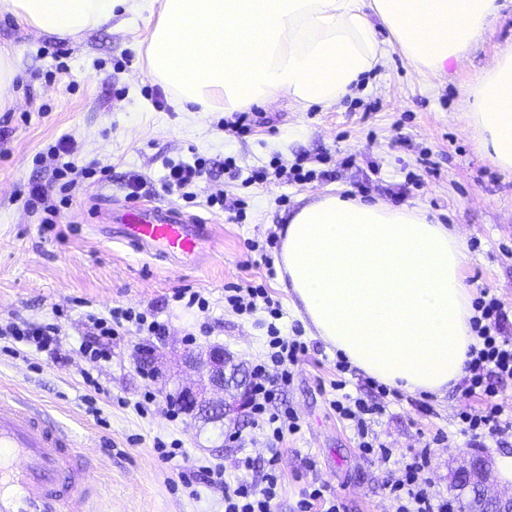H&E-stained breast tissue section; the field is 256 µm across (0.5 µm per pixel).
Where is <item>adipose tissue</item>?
Returning <instances> with one entry per match:
<instances>
[{
    "mask_svg": "<svg viewBox=\"0 0 512 512\" xmlns=\"http://www.w3.org/2000/svg\"><path fill=\"white\" fill-rule=\"evenodd\" d=\"M144 0H0L38 32L76 37ZM498 0H160L146 34L148 78L183 111L233 114L288 97L332 108L384 59L386 27L417 71L461 60ZM466 121L490 162L512 171V45L471 84ZM288 286L320 338L373 379L440 394L476 343L461 236L420 207L325 194L282 237Z\"/></svg>",
    "mask_w": 512,
    "mask_h": 512,
    "instance_id": "obj_1",
    "label": "adipose tissue"
}]
</instances>
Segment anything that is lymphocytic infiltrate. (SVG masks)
I'll list each match as a JSON object with an SVG mask.
<instances>
[{
    "instance_id": "1",
    "label": "lymphocytic infiltrate",
    "mask_w": 512,
    "mask_h": 512,
    "mask_svg": "<svg viewBox=\"0 0 512 512\" xmlns=\"http://www.w3.org/2000/svg\"><path fill=\"white\" fill-rule=\"evenodd\" d=\"M53 167L48 182L32 181L20 193L26 209L38 214L41 224L56 230L62 210L77 205L86 195L95 175L91 166L78 165L74 156V143L70 138H60L47 149ZM206 162L196 158L190 161L170 162L160 180L164 192L175 194L186 202H194V187L206 173ZM476 316L472 319L479 342L471 346L464 365L465 377L461 384L463 397L474 394L487 396V403L479 409L463 408L457 415L458 431L469 441L482 443L499 440L512 430V418L505 417L501 407L492 403L496 385L512 380V334L507 325L512 313L503 302L492 297L477 302ZM98 336L115 335L122 322H136L152 336L163 335L166 327L158 320L147 319L132 309H113L110 316L91 313L87 316ZM267 344L264 353L253 365L250 373L251 412L268 451L266 472L260 482L228 481L222 467H207L210 484L224 490V512H271L272 502L280 487L278 446L286 436L300 429V418L291 410H280L277 400L282 388L292 379V365L298 364L307 354L306 345L282 336L275 324L267 326ZM340 396L332 406L340 420L353 427L359 452L368 459L391 461L394 451L387 448L373 431L371 424L386 410L384 402L389 391L379 387L377 397L365 399L345 393L344 382H336ZM433 440H426L422 447L410 450L408 459L398 469L397 476L388 478L385 490L394 512H459L456 500L433 491L428 473L432 465Z\"/></svg>"
}]
</instances>
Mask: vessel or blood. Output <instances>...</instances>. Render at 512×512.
<instances>
[{
  "label": "vessel or blood",
  "instance_id": "obj_1",
  "mask_svg": "<svg viewBox=\"0 0 512 512\" xmlns=\"http://www.w3.org/2000/svg\"><path fill=\"white\" fill-rule=\"evenodd\" d=\"M105 218L136 253L184 268L203 260L206 221L152 202L117 206ZM89 468L68 430L32 403L0 395V512H93Z\"/></svg>",
  "mask_w": 512,
  "mask_h": 512
}]
</instances>
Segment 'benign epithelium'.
I'll return each mask as SVG.
<instances>
[{"label":"benign epithelium","mask_w":512,"mask_h":512,"mask_svg":"<svg viewBox=\"0 0 512 512\" xmlns=\"http://www.w3.org/2000/svg\"><path fill=\"white\" fill-rule=\"evenodd\" d=\"M185 367L196 379L181 388V402L195 416L217 414L221 421L240 422L249 404L245 378L230 379L231 361L221 347H204L185 356ZM492 459L470 460L457 468L468 477L469 486L481 491L472 496L471 512H512V495L502 494L488 484Z\"/></svg>","instance_id":"obj_1"}]
</instances>
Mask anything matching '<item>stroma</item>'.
Masks as SVG:
<instances>
[{
	"label": "stroma",
	"instance_id": "35a3bbf8",
	"mask_svg": "<svg viewBox=\"0 0 512 512\" xmlns=\"http://www.w3.org/2000/svg\"><path fill=\"white\" fill-rule=\"evenodd\" d=\"M499 2L498 20L445 74L420 73L393 49L330 111L301 112L284 99L255 108L260 126L246 139L221 130L222 112L181 111L164 85L145 77L149 12L118 13L111 24L76 39L39 33L0 12V49L15 50L17 59L8 90L14 104L0 112V129L9 135L0 152V321L63 325L59 355L0 347V394L36 402L71 432L92 460L99 512H224L221 488L200 480L198 466L222 464L230 480L261 478L267 449L251 421L240 422L243 439L232 442L222 425L202 424L184 412L173 419L168 411L190 376L185 351L221 345L246 370L261 357L268 312L240 316L224 301L225 286L246 279L265 285L279 302L282 335L309 347L308 360L294 367L280 393L281 407L299 415L301 429L280 448L282 486L272 512H297L303 489L314 481L340 495L347 512H392L384 490L387 467L360 455L353 431L330 407L338 355L298 318L280 247L266 240L281 236L294 211L323 193L421 207L461 234L462 277L472 296L486 291L512 306V172L478 150L463 117L472 81L512 42V0ZM60 63L66 74L56 73ZM64 136L76 140L79 164L105 169L108 179L65 213L70 228L59 238L42 230L18 194L29 179L50 176L49 162L38 156ZM194 154L209 162L195 202L160 190L152 199L212 225L203 264L173 268L101 233L99 207L124 201L129 172L156 183L171 160ZM275 156L304 158L319 176L303 184L244 185L250 170ZM220 192L247 200L244 223H229L207 207L208 197ZM252 241L266 245L268 261L249 250ZM181 288L201 292L208 309L173 301ZM119 306L154 313L165 335L128 328L113 337L110 361L90 362L80 351L92 334L87 313L105 315ZM147 346L159 353L150 381L140 373ZM87 372L96 385L84 382ZM148 390L157 403L143 415L136 404ZM420 402L430 412L417 411ZM478 404L454 387L441 396L407 391L390 401L373 430L400 454L442 434L430 471L437 492L456 497L451 475L460 459L475 455L492 457L494 480L512 492V434L472 446L458 432L457 412ZM159 441L179 444L190 466L167 463L155 450ZM245 455L254 462L247 471L237 467Z\"/></svg>",
	"mask_w": 512,
	"mask_h": 512
}]
</instances>
